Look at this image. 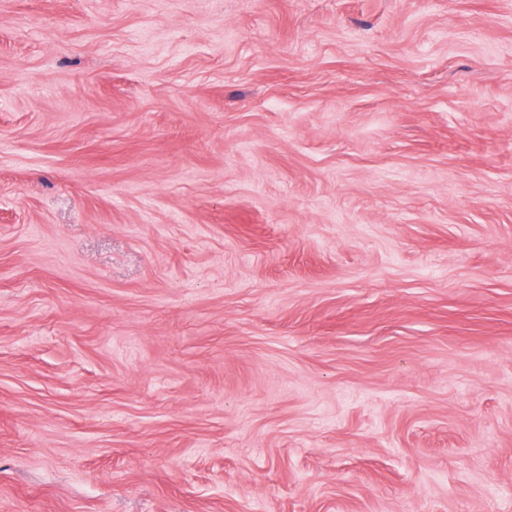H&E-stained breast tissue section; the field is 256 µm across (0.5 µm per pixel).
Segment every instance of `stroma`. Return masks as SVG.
<instances>
[{"label":"stroma","mask_w":512,"mask_h":512,"mask_svg":"<svg viewBox=\"0 0 512 512\" xmlns=\"http://www.w3.org/2000/svg\"><path fill=\"white\" fill-rule=\"evenodd\" d=\"M0 512H512V0H0Z\"/></svg>","instance_id":"35a3bbf8"}]
</instances>
